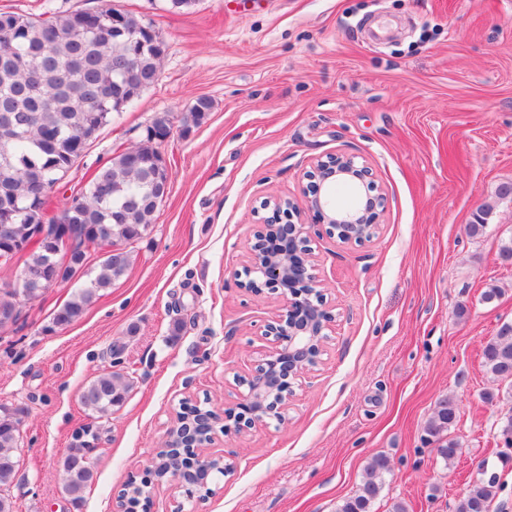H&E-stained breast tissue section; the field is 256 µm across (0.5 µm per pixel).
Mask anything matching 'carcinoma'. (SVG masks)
<instances>
[{
    "mask_svg": "<svg viewBox=\"0 0 512 512\" xmlns=\"http://www.w3.org/2000/svg\"><path fill=\"white\" fill-rule=\"evenodd\" d=\"M112 6L98 10L97 34L88 33L77 13L70 12L41 18L15 12L0 13V32L13 29L9 39L0 38V104L8 102L19 113H35V121L25 133L6 144L10 156L9 178L18 193L15 209V234L21 244L15 246L14 265L0 262V329L17 324L22 303H33L42 297L37 288L19 294L15 291L17 276L14 267L40 266L51 243L33 240V229L45 222L69 219L88 225L87 244L73 253L60 252L56 259H67L73 265L86 267L88 259L119 245V253L98 258L93 276L80 286L71 288L68 299L52 317V323L64 329L80 320L99 297L128 271L132 255L126 246L146 235L156 209H146L143 201L154 194V178H166L132 161V154H155L159 143L150 138L127 147L94 172L88 183L70 195L59 211L46 213V194L53 191L78 162L69 159L74 144L87 127L108 124L120 104L113 99L116 83L112 82V61L123 56L128 68L155 83L159 74L161 53L156 44L142 32L146 24L136 15L124 13V33L112 32L109 18ZM43 72L40 95L34 98L25 92L29 72ZM212 108L211 102L200 98L190 110V121L198 126ZM494 205L482 204L473 222L466 225L471 237L479 236L488 225ZM104 224L103 235L94 233L93 225ZM482 365L496 387L483 393L487 403H494L503 394L512 395V321L503 322L483 346ZM132 388L131 379L120 371L104 370L86 384L80 401L87 414L100 419L121 407ZM18 409L0 406V488L16 479L19 460L16 450L20 430L16 425ZM461 406L453 395L439 397L432 409L424 432L426 441L436 455L450 464L460 444L454 436ZM91 448L82 436L74 437L72 448L64 457L63 492L79 506L85 491L94 483L95 465ZM482 464L469 483L466 495L455 512H491L496 495V477L486 476ZM391 475L389 460L382 454L371 456L353 492L345 497L336 512H374L387 476Z\"/></svg>",
    "mask_w": 512,
    "mask_h": 512,
    "instance_id": "cac0c4a2",
    "label": "carcinoma"
}]
</instances>
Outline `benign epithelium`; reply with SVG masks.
I'll list each match as a JSON object with an SVG mask.
<instances>
[{"label":"benign epithelium","instance_id":"1","mask_svg":"<svg viewBox=\"0 0 512 512\" xmlns=\"http://www.w3.org/2000/svg\"><path fill=\"white\" fill-rule=\"evenodd\" d=\"M307 180L299 199H275L263 204L265 215L258 218L261 230L251 245L252 265L247 267L248 280L242 287L250 291L269 288L281 291L288 301L285 312L267 325L265 338L270 350L248 383L249 390L233 407L219 413L212 408L195 405L193 414L182 411L170 427L164 450L178 456L192 455L199 460L195 469L170 467L168 457H155L150 472L167 474L166 483L182 492L186 499L212 494L210 480L215 473L212 457L203 455L211 448L218 432L231 421L239 430L251 429L267 419H284L288 398L293 395V381L318 363L325 330L335 321L319 290L311 260V220L326 226V231L344 244H361L371 240L381 224L384 197L378 192L369 166L346 154H330L316 159L303 174ZM339 184L363 188L371 195L353 208L336 205L333 194ZM298 222H292V218ZM85 237L81 226L64 224L60 237L52 242L74 244ZM75 267L60 266L56 261L46 267L23 271L18 288H55L77 279ZM145 482L133 480L116 500L115 512H125L130 499L139 497Z\"/></svg>","mask_w":512,"mask_h":512}]
</instances>
